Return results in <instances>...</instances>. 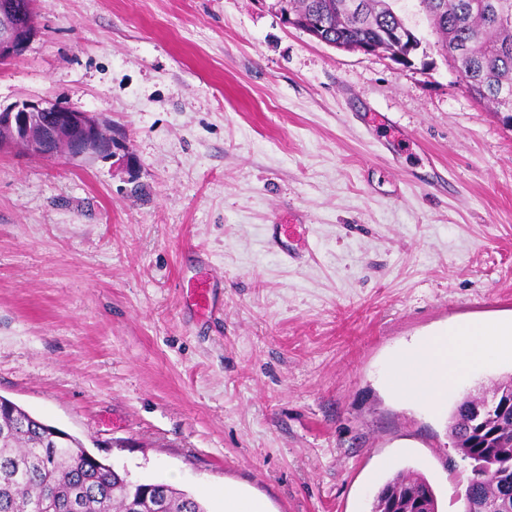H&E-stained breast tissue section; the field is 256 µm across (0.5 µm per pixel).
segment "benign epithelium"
Listing matches in <instances>:
<instances>
[{
	"label": "benign epithelium",
	"mask_w": 512,
	"mask_h": 512,
	"mask_svg": "<svg viewBox=\"0 0 512 512\" xmlns=\"http://www.w3.org/2000/svg\"><path fill=\"white\" fill-rule=\"evenodd\" d=\"M36 16L21 12L8 2L0 4V61L20 55L36 33ZM42 112H63L52 126L39 121ZM17 146L33 156H51V147L63 148L73 160L112 153L114 138L92 112H81L51 100H22L0 110V149Z\"/></svg>",
	"instance_id": "obj_1"
}]
</instances>
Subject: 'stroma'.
I'll return each instance as SVG.
<instances>
[{"label":"stroma","mask_w":512,"mask_h":512,"mask_svg":"<svg viewBox=\"0 0 512 512\" xmlns=\"http://www.w3.org/2000/svg\"><path fill=\"white\" fill-rule=\"evenodd\" d=\"M403 66L266 0H36L0 108L111 125L110 156L0 150V396L132 480L224 512H370L412 467L460 512L448 416L387 383L402 349L512 317V125L476 102L417 0ZM288 227L292 262L267 247ZM203 284L218 315L190 303ZM210 493L215 497L224 498L225 512H267L262 501L233 494L226 487L224 490L211 489Z\"/></svg>","instance_id":"stroma-1"}]
</instances>
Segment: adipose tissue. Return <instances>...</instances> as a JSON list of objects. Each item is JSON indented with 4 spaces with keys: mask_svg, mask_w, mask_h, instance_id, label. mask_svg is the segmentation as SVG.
<instances>
[{
    "mask_svg": "<svg viewBox=\"0 0 512 512\" xmlns=\"http://www.w3.org/2000/svg\"><path fill=\"white\" fill-rule=\"evenodd\" d=\"M509 354L512 318L462 319L432 332L401 354L390 367V387L400 399L436 408L472 372L488 368Z\"/></svg>",
    "mask_w": 512,
    "mask_h": 512,
    "instance_id": "adipose-tissue-1",
    "label": "adipose tissue"
}]
</instances>
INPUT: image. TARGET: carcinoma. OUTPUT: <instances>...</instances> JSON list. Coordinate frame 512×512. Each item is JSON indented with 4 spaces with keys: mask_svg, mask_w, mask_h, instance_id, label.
<instances>
[{
    "mask_svg": "<svg viewBox=\"0 0 512 512\" xmlns=\"http://www.w3.org/2000/svg\"><path fill=\"white\" fill-rule=\"evenodd\" d=\"M448 61L475 100L512 112V0H422ZM316 28L327 44L338 41L410 55L419 39L407 30L391 0H282ZM474 401L450 414L448 430L472 476L463 512H512V416L479 432L470 426ZM413 488L439 512L427 478L412 468L394 473L376 493L372 512L391 492ZM0 512H208L193 494L168 484L140 483L90 454L67 432L48 425L9 399H0Z\"/></svg>",
    "mask_w": 512,
    "mask_h": 512,
    "instance_id": "1",
    "label": "carcinoma"
}]
</instances>
